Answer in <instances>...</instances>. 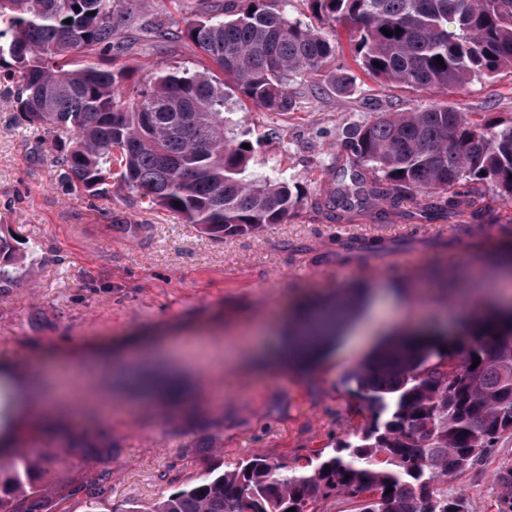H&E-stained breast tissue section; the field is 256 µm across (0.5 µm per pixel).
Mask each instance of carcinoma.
<instances>
[{"label": "carcinoma", "instance_id": "1", "mask_svg": "<svg viewBox=\"0 0 512 512\" xmlns=\"http://www.w3.org/2000/svg\"><path fill=\"white\" fill-rule=\"evenodd\" d=\"M133 2L0 0V68L11 71L20 119L58 132V163L86 191L110 193L115 174L130 196L206 235H256L295 217L305 196L252 176L253 149L242 147L252 141L227 138L224 87L229 81L252 103L288 112L289 86L336 59V38L288 20L279 0H210L174 36L215 69L160 70L133 82L97 62L128 48L112 37L129 23ZM309 2L348 29L355 61L385 86L453 88L512 70V0ZM69 54L82 58L78 67L59 64ZM344 148L378 180L368 187L353 172L341 182L329 199L337 219L407 199L429 220H447L487 179L512 202V123H479L448 105L382 111L350 130ZM363 250L381 251L382 243L344 245L336 258ZM22 265L0 237V288ZM346 382L360 400L351 418L362 419L347 440L303 463L251 458L222 473L209 469L151 512H320V501L339 496L353 512H468L463 496L448 497L447 477L512 436V309L494 307L491 322L453 339L436 331L403 337L353 367ZM497 481L501 512H512V470ZM24 482L18 469L0 481V512H49L34 489L12 497Z\"/></svg>", "mask_w": 512, "mask_h": 512}]
</instances>
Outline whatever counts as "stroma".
<instances>
[{"mask_svg": "<svg viewBox=\"0 0 512 512\" xmlns=\"http://www.w3.org/2000/svg\"><path fill=\"white\" fill-rule=\"evenodd\" d=\"M335 33L332 68L352 73L347 89L322 74L296 80L297 103L287 112L233 94L225 102L228 136L254 145L251 173L294 180L308 201L298 217L259 236L212 238L173 212L141 207L120 188L96 197L73 187L57 162L56 132L20 124L15 87L0 72V235L22 250L40 246L37 259L0 289V366L54 380L81 353L123 350L149 367L165 360L190 389L187 405H149L88 370L85 389L97 388L119 407L111 420L23 430L9 458L26 464L28 486L53 512H149L204 468L289 461L331 446L351 431L355 398L344 377L387 335L402 293L426 277L455 280L466 293L494 276L512 204L491 181L477 183L449 221L429 220L405 200L384 224L369 210L332 223L323 205L351 171L342 148L349 130L382 110L432 104L475 113L481 122L512 121V73L451 89L387 88L357 66L347 29ZM139 36L135 28L119 32L130 49L102 57L103 68L142 80L165 66L204 65L189 41L152 50L140 47ZM351 233L386 237L389 248L339 262L336 237ZM355 290L367 300L321 362L255 374L253 353L277 351L282 326L301 306L331 304ZM508 469L512 437L449 477L448 492L464 494L469 512H500L494 476ZM102 473L107 490L88 505L80 489Z\"/></svg>", "mask_w": 512, "mask_h": 512, "instance_id": "1", "label": "stroma"}]
</instances>
